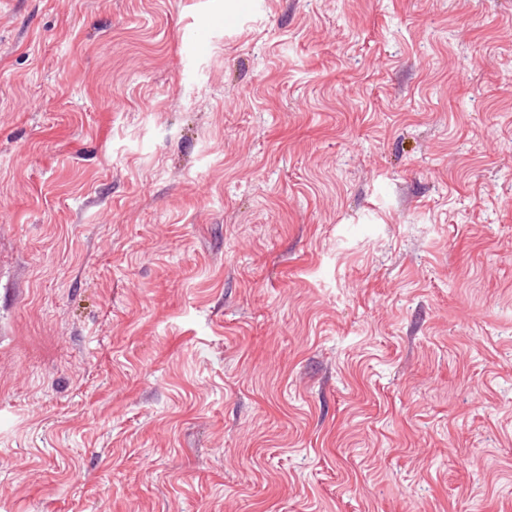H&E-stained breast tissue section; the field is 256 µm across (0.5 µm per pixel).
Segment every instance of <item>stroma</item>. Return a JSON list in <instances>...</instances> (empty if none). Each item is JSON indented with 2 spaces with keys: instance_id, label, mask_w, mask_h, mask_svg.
<instances>
[{
  "instance_id": "1",
  "label": "stroma",
  "mask_w": 512,
  "mask_h": 512,
  "mask_svg": "<svg viewBox=\"0 0 512 512\" xmlns=\"http://www.w3.org/2000/svg\"><path fill=\"white\" fill-rule=\"evenodd\" d=\"M0 512H512V0H0Z\"/></svg>"
}]
</instances>
